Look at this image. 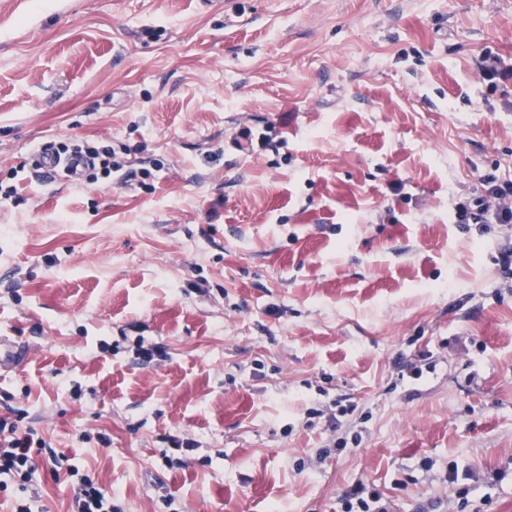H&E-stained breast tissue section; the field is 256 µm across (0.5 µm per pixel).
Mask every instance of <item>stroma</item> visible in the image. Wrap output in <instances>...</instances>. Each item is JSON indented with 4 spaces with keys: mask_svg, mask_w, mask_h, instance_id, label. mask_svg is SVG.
<instances>
[{
    "mask_svg": "<svg viewBox=\"0 0 512 512\" xmlns=\"http://www.w3.org/2000/svg\"><path fill=\"white\" fill-rule=\"evenodd\" d=\"M46 140L137 176L39 180ZM15 167L0 415L46 443L33 512L69 510L55 458L125 512H343L359 482L512 512V224L456 218L512 180V0H0ZM59 154L85 156L88 160L87 165L79 180L81 183L96 184L99 181L112 182V173L123 170V165L115 159V151L112 146L106 145L100 148L87 146L84 149H74L67 153L65 148H56Z\"/></svg>",
    "mask_w": 512,
    "mask_h": 512,
    "instance_id": "obj_1",
    "label": "stroma"
}]
</instances>
